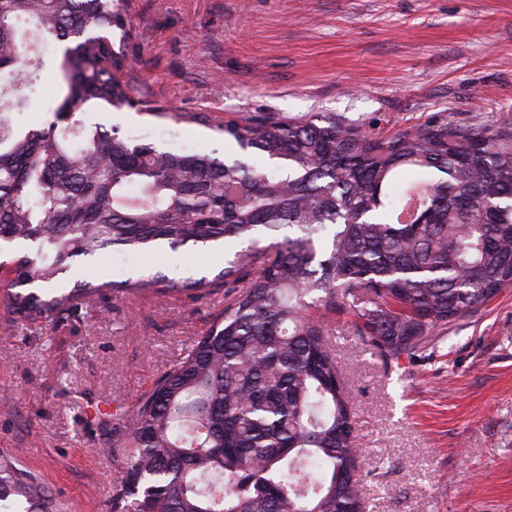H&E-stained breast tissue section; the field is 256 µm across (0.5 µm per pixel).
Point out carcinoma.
I'll return each mask as SVG.
<instances>
[{
	"instance_id": "carcinoma-1",
	"label": "carcinoma",
	"mask_w": 512,
	"mask_h": 512,
	"mask_svg": "<svg viewBox=\"0 0 512 512\" xmlns=\"http://www.w3.org/2000/svg\"><path fill=\"white\" fill-rule=\"evenodd\" d=\"M125 25L114 0H0V79L21 83L20 103L41 66L26 61V33L64 45L56 120L15 127L0 113V249H32L5 263L9 308L75 307L98 286L48 300L32 287L112 248L238 243L219 273L221 315L112 429L124 473L112 512H365L357 420L308 311H351L363 343L397 360L511 287L512 134L443 120L383 136L317 114L226 120L222 159L137 144L84 120L131 104L112 44ZM167 283L156 272L124 286ZM54 509L0 459V512Z\"/></svg>"
}]
</instances>
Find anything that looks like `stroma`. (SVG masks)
<instances>
[{"label":"stroma","mask_w":512,"mask_h":512,"mask_svg":"<svg viewBox=\"0 0 512 512\" xmlns=\"http://www.w3.org/2000/svg\"><path fill=\"white\" fill-rule=\"evenodd\" d=\"M112 33L133 107L92 112L126 136L161 126L223 156L213 124L333 114L392 135L448 120L512 131V0H123ZM61 45L40 92L10 113L54 119ZM225 256L153 257L207 295L124 293L140 264L110 251L83 267L100 292L25 321L0 293V457L13 456L58 512H109L121 469L103 455L118 415L204 336L224 308ZM326 326L359 425L367 512H512V288L434 330L415 357L384 360L343 311Z\"/></svg>","instance_id":"1"}]
</instances>
